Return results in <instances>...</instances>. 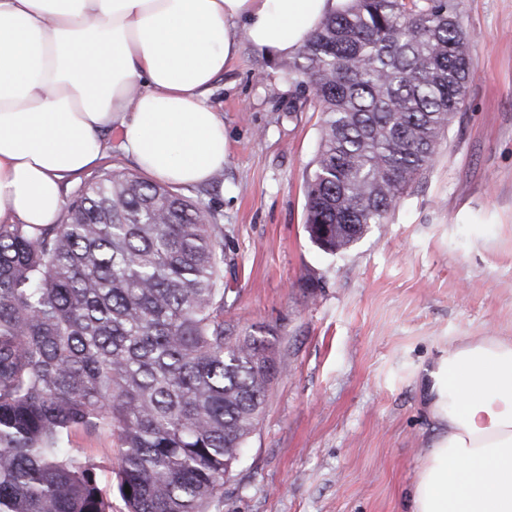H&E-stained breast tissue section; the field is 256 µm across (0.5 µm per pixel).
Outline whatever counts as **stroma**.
Returning a JSON list of instances; mask_svg holds the SVG:
<instances>
[{
  "label": "stroma",
  "mask_w": 512,
  "mask_h": 512,
  "mask_svg": "<svg viewBox=\"0 0 512 512\" xmlns=\"http://www.w3.org/2000/svg\"><path fill=\"white\" fill-rule=\"evenodd\" d=\"M473 79L428 171L383 224L332 256L305 231L319 116L249 43L211 101L228 154L183 195L224 226V318L278 372L220 512H408L436 433L423 369L477 336L512 338V0H460ZM64 188L137 172L118 135Z\"/></svg>",
  "instance_id": "stroma-1"
}]
</instances>
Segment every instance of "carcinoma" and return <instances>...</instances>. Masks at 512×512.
Returning <instances> with one entry per match:
<instances>
[{
    "mask_svg": "<svg viewBox=\"0 0 512 512\" xmlns=\"http://www.w3.org/2000/svg\"><path fill=\"white\" fill-rule=\"evenodd\" d=\"M458 0H348L282 62L320 117L305 228L349 250L428 170L471 78ZM218 214L123 169L0 224V512H212L277 373L224 320ZM115 432L117 468L65 446ZM130 493H125V488Z\"/></svg>",
    "mask_w": 512,
    "mask_h": 512,
    "instance_id": "obj_1",
    "label": "carcinoma"
}]
</instances>
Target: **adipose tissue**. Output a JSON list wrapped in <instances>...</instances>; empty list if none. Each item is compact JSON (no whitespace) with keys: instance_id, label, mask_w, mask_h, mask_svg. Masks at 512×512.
I'll list each match as a JSON object with an SVG mask.
<instances>
[{"instance_id":"obj_1","label":"adipose tissue","mask_w":512,"mask_h":512,"mask_svg":"<svg viewBox=\"0 0 512 512\" xmlns=\"http://www.w3.org/2000/svg\"><path fill=\"white\" fill-rule=\"evenodd\" d=\"M347 0H0V224H55L61 184L104 135L149 176L201 185L224 167L209 96L240 40L293 55ZM439 430L409 512H512V342L460 344L425 370Z\"/></svg>"}]
</instances>
